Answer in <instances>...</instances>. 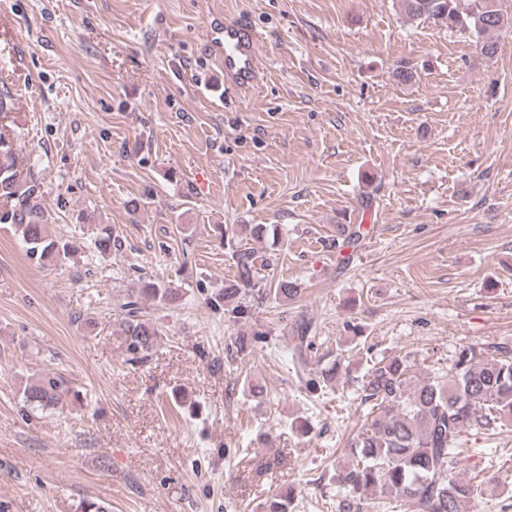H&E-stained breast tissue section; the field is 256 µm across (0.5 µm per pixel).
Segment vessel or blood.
<instances>
[{"instance_id": "obj_1", "label": "vessel or blood", "mask_w": 512, "mask_h": 512, "mask_svg": "<svg viewBox=\"0 0 512 512\" xmlns=\"http://www.w3.org/2000/svg\"><path fill=\"white\" fill-rule=\"evenodd\" d=\"M215 34V44L223 57L225 85L255 87L262 73L257 32L242 20L227 19L216 24Z\"/></svg>"}]
</instances>
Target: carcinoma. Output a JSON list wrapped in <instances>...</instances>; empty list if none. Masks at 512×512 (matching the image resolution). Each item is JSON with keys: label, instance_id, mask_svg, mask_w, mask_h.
<instances>
[{"label": "carcinoma", "instance_id": "obj_1", "mask_svg": "<svg viewBox=\"0 0 512 512\" xmlns=\"http://www.w3.org/2000/svg\"><path fill=\"white\" fill-rule=\"evenodd\" d=\"M405 13L425 16L450 31L483 37L480 53L492 57L497 43L491 34L512 25L499 0H470L463 10L460 0H400ZM12 110L10 99L0 95V224H9L25 248L26 256L39 263L62 261L70 247L47 232L48 214L38 203L39 187L30 182L19 166L6 121ZM336 243L349 246L360 237V228L338 224ZM277 236L272 226L240 225L232 231L227 245L236 259V279L224 284V313L236 321L250 317L247 297L254 292L257 261L266 256L251 245ZM295 284L282 281L258 297L274 295L286 300L297 295ZM176 288L140 279L132 290L136 300L125 303L124 332L128 347L147 353L158 343L159 332L141 318L138 299L170 301ZM310 325L300 324L292 337L297 360L305 362L303 347L310 346ZM338 367L330 366L306 380L309 391L333 380ZM72 387L59 374L47 375L26 385L25 402L41 409L64 410L69 406ZM361 403L367 406L364 423L351 446L353 461L338 470L343 489L338 512H362L364 494L379 491L412 512H465L464 505L483 492L480 484L459 477L455 471L461 434L476 430L492 434L512 423V348L506 343L459 347L448 371L420 379L405 356H393L375 363L360 387Z\"/></svg>", "mask_w": 512, "mask_h": 512}]
</instances>
